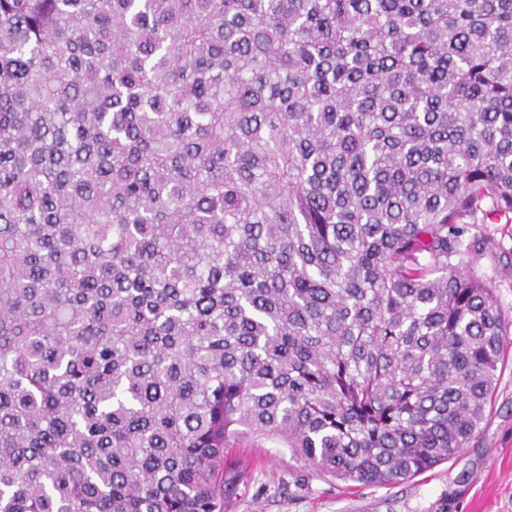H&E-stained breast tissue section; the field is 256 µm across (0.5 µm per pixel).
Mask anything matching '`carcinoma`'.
<instances>
[{
  "mask_svg": "<svg viewBox=\"0 0 512 512\" xmlns=\"http://www.w3.org/2000/svg\"><path fill=\"white\" fill-rule=\"evenodd\" d=\"M501 222L512 0H0V512H226L247 438L448 460Z\"/></svg>",
  "mask_w": 512,
  "mask_h": 512,
  "instance_id": "cac0c4a2",
  "label": "carcinoma"
}]
</instances>
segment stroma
Segmentation results:
<instances>
[{"label": "stroma", "mask_w": 512, "mask_h": 512, "mask_svg": "<svg viewBox=\"0 0 512 512\" xmlns=\"http://www.w3.org/2000/svg\"><path fill=\"white\" fill-rule=\"evenodd\" d=\"M499 242L477 266L496 283V301L512 323V224H491ZM245 476L227 512H512V332L503 339L497 389L466 448L435 468L386 485L346 483L296 462L287 449L240 442Z\"/></svg>", "instance_id": "stroma-1"}]
</instances>
